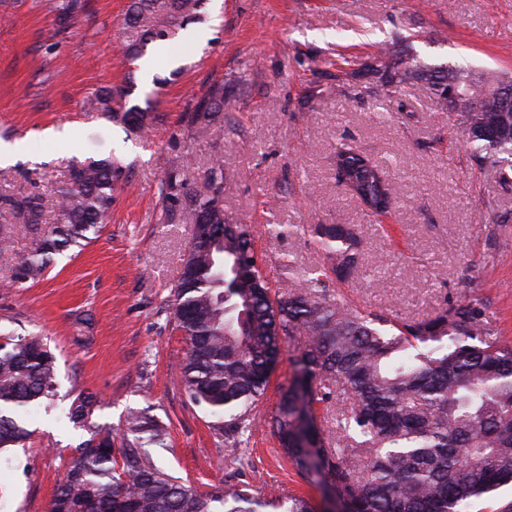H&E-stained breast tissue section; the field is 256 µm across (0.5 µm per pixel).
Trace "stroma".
<instances>
[{
  "label": "stroma",
  "instance_id": "stroma-1",
  "mask_svg": "<svg viewBox=\"0 0 512 512\" xmlns=\"http://www.w3.org/2000/svg\"><path fill=\"white\" fill-rule=\"evenodd\" d=\"M128 5L85 0L64 26L43 0H0V140L24 144L14 164L0 166V225L11 227L0 250V339L44 336L59 379L52 405L27 413L28 448L0 457V512H48L75 448L90 437L67 418L81 390L100 401L93 424L119 428L131 410L161 420L168 435L158 464L199 493L248 486L264 500L296 495L331 512L321 486L282 458L267 423L305 335L285 339L240 461L227 459L210 414L189 402L175 369L186 342L171 289L193 227L161 223L160 184L174 160L203 190L207 169L222 161L224 214L246 219L272 285L326 266L312 230L343 224L366 274L329 280V291L407 321L477 298L489 325L512 340V184L476 164L427 82L376 98L346 63L373 61L391 43L431 68L512 73V0H208L206 21L168 41L148 75L123 54ZM219 84L224 131L199 137L188 116ZM125 87L127 106L154 117L145 137L95 108L96 92ZM63 129L65 142L55 137ZM341 142L385 169L388 214H367L339 181ZM112 157L127 177L97 238L55 255L40 280L13 284L28 239L9 199L40 194L44 225L57 223L56 190L72 163ZM79 317L88 322L82 344Z\"/></svg>",
  "mask_w": 512,
  "mask_h": 512
}]
</instances>
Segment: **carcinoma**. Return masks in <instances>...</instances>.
Listing matches in <instances>:
<instances>
[{
    "label": "carcinoma",
    "mask_w": 512,
    "mask_h": 512,
    "mask_svg": "<svg viewBox=\"0 0 512 512\" xmlns=\"http://www.w3.org/2000/svg\"><path fill=\"white\" fill-rule=\"evenodd\" d=\"M47 5L60 17L81 8L80 0ZM205 5L130 0L122 27L126 57L138 60L149 44L204 21ZM366 71L374 78L370 92L379 97L411 81L428 82L476 160L497 170L503 182L512 181V112L500 111L497 95L500 84H512L511 76L431 69L390 48ZM95 103L129 133H146L149 108L126 107L123 90H102ZM222 112L220 85L199 104L191 124L209 134ZM336 165L369 209L392 201L382 170L354 148L340 144ZM123 176L116 159L72 164L68 182L57 190L59 223L47 231L38 228L40 196L10 200L30 232L12 282L40 279L52 255L97 234ZM205 183V191H193L179 164H172L161 183L163 223L196 224L203 217L224 236L214 249L188 245L173 315L188 343L177 375L190 400L209 411L210 428L229 454L249 443L254 410L268 390L282 342L304 333L296 376L281 393L270 426L297 469L332 486L342 512H464L471 500L512 483V343L488 327L480 299H461L429 319L402 323L330 294L326 279L345 281L359 270L351 232L342 224L315 231L314 243L330 266L299 273L297 284L274 291L244 225L224 219L223 162L209 168ZM221 254L225 287L215 269ZM57 374L56 357L42 337L11 336L0 344V457L30 438L25 413L48 406ZM333 401L336 409L316 421L312 404ZM97 404L93 395L78 393L70 422L90 424ZM119 435L117 450L105 427L75 448L49 512H312L300 496L267 503L244 489L199 494L157 465L151 446L166 447V431L145 411L128 414Z\"/></svg>",
    "instance_id": "1"
}]
</instances>
